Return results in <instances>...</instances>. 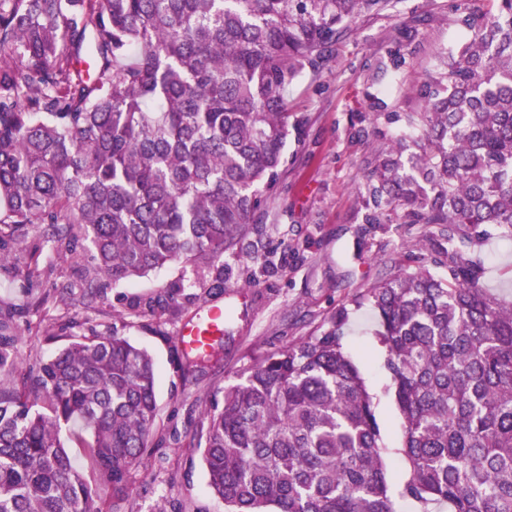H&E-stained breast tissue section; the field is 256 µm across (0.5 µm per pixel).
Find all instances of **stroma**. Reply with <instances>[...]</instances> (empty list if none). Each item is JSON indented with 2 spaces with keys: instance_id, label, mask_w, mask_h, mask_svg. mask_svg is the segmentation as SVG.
I'll use <instances>...</instances> for the list:
<instances>
[{
  "instance_id": "1",
  "label": "stroma",
  "mask_w": 512,
  "mask_h": 512,
  "mask_svg": "<svg viewBox=\"0 0 512 512\" xmlns=\"http://www.w3.org/2000/svg\"><path fill=\"white\" fill-rule=\"evenodd\" d=\"M483 11L490 0H395L384 16L357 18L333 47L330 61L304 74L288 91L292 118L288 170L268 192L266 215L241 250L227 256L224 282L202 270L192 288L173 292L180 266L88 294L81 285L86 245L51 256L54 273L44 287L25 291L26 270L0 266V307L15 306L13 333L19 365L55 354L70 335L122 328L146 348L159 373L161 429L141 463L131 470L126 512H225L209 491L199 450L188 442L205 411V397L221 393L256 358L309 336L339 306L350 309L343 343L376 403L387 447L389 474L405 466L399 415L385 387L384 353L371 311L359 299L389 274L393 258L414 244L430 255L439 231L421 224L364 221L366 163L398 137V115L417 110L419 86L432 74L437 54L458 47L464 8ZM404 45L405 64L380 68L382 55ZM460 247L482 272L486 287L512 302V233L489 225L470 232ZM271 255L275 266L258 272L252 256ZM229 311L223 353L205 369L179 368V332L185 321L211 308Z\"/></svg>"
}]
</instances>
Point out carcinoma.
<instances>
[{
    "mask_svg": "<svg viewBox=\"0 0 512 512\" xmlns=\"http://www.w3.org/2000/svg\"><path fill=\"white\" fill-rule=\"evenodd\" d=\"M394 0H0V238L46 224L57 255L90 243L98 279L171 264L224 273L285 171L288 87L317 72L364 13ZM468 13L407 132L376 156L367 224L448 226L433 259L357 305L400 416L401 482L386 476L373 396L345 350L341 307L258 358L192 436L225 512H512V302L455 242L512 230V0ZM29 286L51 273L23 256ZM0 314V512H120L159 424L152 355L114 329L18 369ZM224 335L189 366L219 359ZM85 450L91 477L69 452ZM398 493H393V488Z\"/></svg>",
    "mask_w": 512,
    "mask_h": 512,
    "instance_id": "carcinoma-1",
    "label": "carcinoma"
}]
</instances>
